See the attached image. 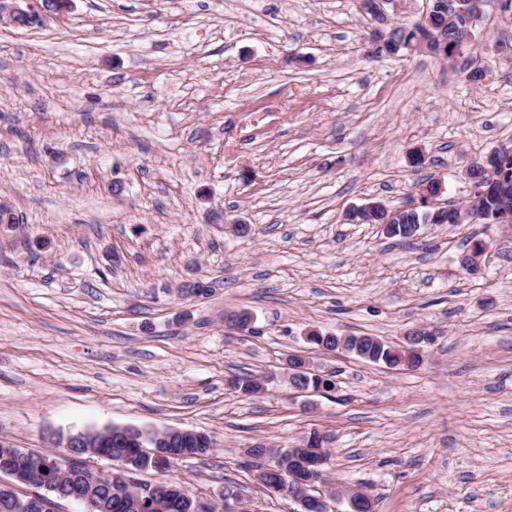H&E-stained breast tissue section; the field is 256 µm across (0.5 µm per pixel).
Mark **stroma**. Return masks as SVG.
I'll return each instance as SVG.
<instances>
[{"mask_svg":"<svg viewBox=\"0 0 512 512\" xmlns=\"http://www.w3.org/2000/svg\"><path fill=\"white\" fill-rule=\"evenodd\" d=\"M359 3L73 0L0 24V200L19 220L0 225V436L60 457L55 435L113 424L204 431L209 456L138 480L297 512L245 450L316 429L330 479L374 512H512V231L425 224L407 244L344 219L429 177L460 203L468 163L512 146V26L485 0L475 87L441 56L368 59ZM471 232L489 245L474 275ZM198 280L209 296L181 292ZM422 328L436 340L406 372L305 339ZM292 354L335 391L294 393ZM244 373L265 392L230 391Z\"/></svg>","mask_w":512,"mask_h":512,"instance_id":"1","label":"stroma"}]
</instances>
